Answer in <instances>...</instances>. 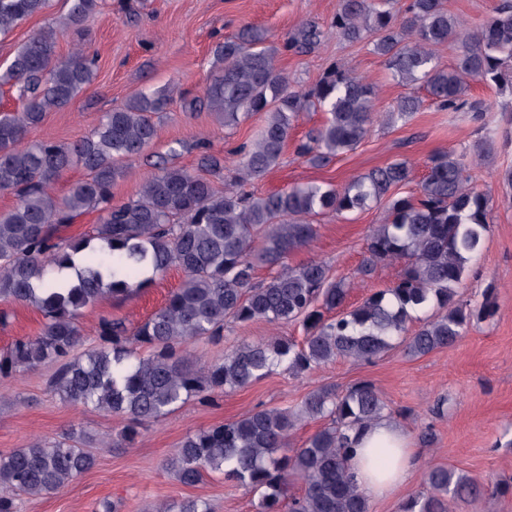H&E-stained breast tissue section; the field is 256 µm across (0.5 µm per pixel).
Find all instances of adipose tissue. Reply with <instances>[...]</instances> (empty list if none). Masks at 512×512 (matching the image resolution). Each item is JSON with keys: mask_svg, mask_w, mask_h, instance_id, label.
Masks as SVG:
<instances>
[{"mask_svg": "<svg viewBox=\"0 0 512 512\" xmlns=\"http://www.w3.org/2000/svg\"><path fill=\"white\" fill-rule=\"evenodd\" d=\"M388 449L385 458L376 457L375 449ZM350 467L360 491L370 499L390 494L412 474L413 453L404 433L381 421L361 432L350 457Z\"/></svg>", "mask_w": 512, "mask_h": 512, "instance_id": "ef3b65f1", "label": "adipose tissue"}]
</instances>
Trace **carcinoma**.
Listing matches in <instances>:
<instances>
[{
	"mask_svg": "<svg viewBox=\"0 0 512 512\" xmlns=\"http://www.w3.org/2000/svg\"><path fill=\"white\" fill-rule=\"evenodd\" d=\"M67 4L59 26L79 31L102 0ZM50 8L51 0H0V36ZM57 27L34 34L0 66V86L14 88L20 102L17 110L0 113V191L15 197L10 209L0 211V301L32 304L43 317L38 335L0 351L1 380L42 363L58 364L51 388L59 400L123 418L121 444L129 447L140 426L192 398L212 403L281 366L304 372L338 359L371 362L398 344L423 356L455 343L472 320L492 313L489 298L478 309L458 299L490 224L486 196L468 186V157L489 150L490 138L430 156L417 196L391 194L411 180L405 160L340 187L309 182L258 195L244 190V183L279 164L302 112L325 114L295 147L313 166L356 149L369 133L375 117L372 83L336 61L313 86L293 90L278 67L280 55L311 53L329 34L348 43L369 42L394 76L425 88L440 110L472 112L488 126L487 113L495 108L469 95L470 82L492 85L512 98V0H499L494 15L473 25L451 14L445 0H338L327 29L305 21L278 45L265 32L243 27L215 45L203 97L226 127L265 113L256 138L227 150L238 161L235 176L224 182V156L199 142L200 170L159 156L140 191L120 205L112 204V187L127 163L148 157L172 90L138 93L103 113L75 142L29 138L46 113L68 107L96 75V61L82 46L65 57L56 54ZM449 41L457 44L455 61L440 66L433 48ZM419 108L418 97L402 96L388 121L406 123ZM77 167L86 178L56 197L53 183ZM383 200L388 219L371 230L360 273L402 262L395 284L349 306L351 283L331 278L326 263L288 264L316 236L312 217L364 211ZM93 210L101 217L89 232L62 235ZM263 266L279 271L258 282L255 273ZM172 268L184 280L163 306L137 324L101 318L97 342L84 346L79 319L85 309L105 296L131 295ZM429 308L431 317H417ZM254 321H298L305 339L300 345L285 338L244 342L223 360L202 366L186 350L192 340H221L228 322ZM414 322L419 326L411 332ZM386 410L370 381L343 393L317 388L297 412L264 408L187 434L165 468L185 486L219 473L257 494L258 512H370L349 458L359 434ZM308 419L327 424L302 447H290L291 432ZM96 443L107 441L72 430L0 455V512H17L18 494H54L90 471ZM425 484L400 512H448L455 499L484 495L479 483L453 467L429 469ZM158 512L212 507L205 498L189 497L163 504Z\"/></svg>",
	"mask_w": 512,
	"mask_h": 512,
	"instance_id": "1",
	"label": "carcinoma"
}]
</instances>
